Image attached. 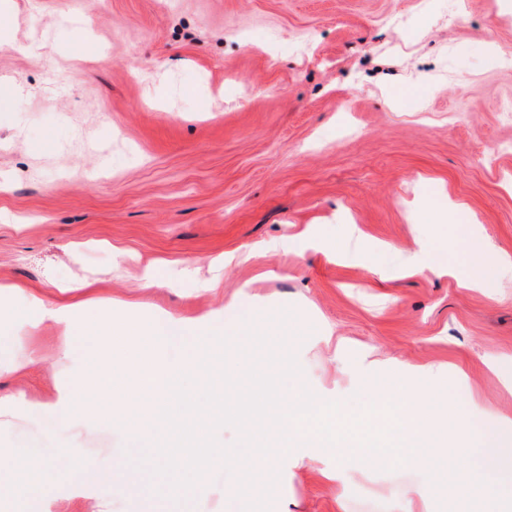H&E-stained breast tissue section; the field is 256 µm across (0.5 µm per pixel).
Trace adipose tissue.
<instances>
[{
  "instance_id": "obj_1",
  "label": "adipose tissue",
  "mask_w": 512,
  "mask_h": 512,
  "mask_svg": "<svg viewBox=\"0 0 512 512\" xmlns=\"http://www.w3.org/2000/svg\"><path fill=\"white\" fill-rule=\"evenodd\" d=\"M466 273L459 285L468 290L494 287L503 271L512 270V256L494 252L488 241L472 229L461 234ZM63 297L13 285L10 295L23 306L34 307L39 328L64 326L59 348L61 360H71V342L93 340L102 363L97 371L74 366L68 388L55 400L30 406L29 416L40 427L94 429L111 421L124 442L111 467L99 471L97 479L107 492L95 512H112L117 497L149 493V512H200L191 477L201 467L223 468L229 476L228 502L238 497L263 496L265 489L254 483L255 471L271 466L279 455H297L300 462L313 463V451L328 449L337 470L360 461L375 462V455L360 457L353 445L373 439H388L411 448L435 446L437 438L452 431L454 446L446 460L459 478L447 492L456 498L487 493L503 501L512 499V415L491 414L482 429H474L468 410L455 407L449 418L432 419L423 406L435 392L433 384L444 369L439 365L415 366L402 382L390 390L360 381L354 393L336 397L309 388L298 365L284 359L275 367L274 392L287 393V402H264L262 413L247 418L241 408L225 411L231 425L250 422L248 442L239 449L200 448L185 460H173L167 450L150 442L159 424L174 425L172 401L187 382L202 378L209 369L204 345L233 343L248 336L264 335L255 313L230 323H220V313L207 309L191 316L141 317L131 312L118 317L100 315L98 290L82 281ZM431 381L422 387L420 377ZM78 440L44 455L20 446L11 455L0 456V491L16 501L55 498L56 478L65 476L75 491H82L87 478L80 469L67 465L77 452ZM437 491L429 465H422L420 480L411 487H388L381 494L388 512H429Z\"/></svg>"
}]
</instances>
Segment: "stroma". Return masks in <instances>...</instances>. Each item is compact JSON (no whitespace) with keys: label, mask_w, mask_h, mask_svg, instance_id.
<instances>
[{"label":"stroma","mask_w":512,"mask_h":512,"mask_svg":"<svg viewBox=\"0 0 512 512\" xmlns=\"http://www.w3.org/2000/svg\"><path fill=\"white\" fill-rule=\"evenodd\" d=\"M8 0L0 28V283L93 281L100 311L183 315L249 310L272 335L208 351L209 398L190 392L188 429L225 448L243 391L263 397L274 360L292 356L311 387L344 395L361 378L393 386L406 365L444 362L427 416L467 406L475 427L512 413V271L488 292L459 288L420 261L436 235L412 212L439 190L512 253V0ZM308 238H301V231ZM164 284L146 288L147 263ZM239 307L226 302L239 289ZM346 341L342 362L322 340ZM0 336L45 365L0 374L25 394L0 450L45 446L27 402L65 387L59 332L32 331L0 300ZM498 358L491 371L484 356ZM244 370H237V363ZM123 436L103 424L79 464L109 466ZM407 465L359 464L339 483L302 477L292 458L255 473L251 512H382L374 488L414 480Z\"/></svg>","instance_id":"1"}]
</instances>
